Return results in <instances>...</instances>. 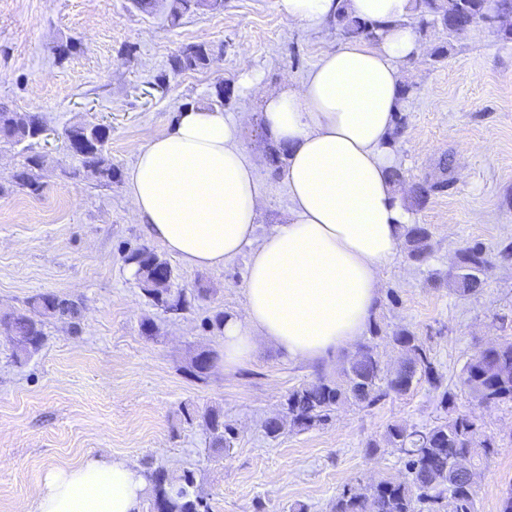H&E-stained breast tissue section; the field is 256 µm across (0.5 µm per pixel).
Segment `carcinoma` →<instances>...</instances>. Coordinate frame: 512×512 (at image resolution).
I'll use <instances>...</instances> for the list:
<instances>
[{
	"mask_svg": "<svg viewBox=\"0 0 512 512\" xmlns=\"http://www.w3.org/2000/svg\"><path fill=\"white\" fill-rule=\"evenodd\" d=\"M171 16L179 19L187 13L205 10L202 0H170ZM512 14V0H418L416 22L422 28L429 24L448 25L455 15L503 17ZM379 25L363 21L341 11L336 16V29L346 40H373ZM209 54L202 45H191L173 56L170 68L174 73L195 70L207 64ZM44 132L41 117L28 116L16 120L13 112L0 110V142L22 147L24 162L14 175V184L31 194L43 185L40 171L46 157L35 150ZM69 152L78 157L83 168L104 183H112L119 169L108 154L111 128L104 124H79L65 129ZM447 182L429 179L413 184L411 203L422 208ZM431 233L425 226L412 224L406 228L404 245L414 261L424 260L430 251ZM128 261L135 267V276L143 293L163 312L181 316L193 307L195 296L170 283L158 280L159 265L166 263L155 252L141 249ZM488 258L485 247L474 243L460 250L457 267L449 273L448 283L460 293H475L483 285ZM79 309L73 302L51 293L30 298L28 309L0 316V335L6 336L17 360L25 361L36 354L45 341V323L50 318L68 317L78 326ZM390 341L403 355L393 372L385 371L372 347H360L345 363L334 379L320 377L288 391L282 409L289 425L299 431L309 430L329 420L336 409L345 405L375 406L390 395L403 396L425 382L441 391L440 404L446 416L425 430H409L398 423L387 427L383 442H370L367 454L376 455L381 445L399 450L405 459L404 480L382 479L359 488H346L336 496L329 512H478L475 485L454 468L457 457H466L471 470L480 467L495 448L494 437L486 434L479 420L454 408L451 392L442 389V375L428 350L416 334L400 328ZM214 367L209 351L198 353L191 361L192 373L206 378ZM461 385L477 402L487 405L512 403V341L504 340L488 346L470 358L461 375ZM201 424L210 434L213 446L224 450L231 446L232 426L224 422V414L209 409L200 415ZM149 486L150 512H211L207 498L197 487L195 473L184 470L178 475L157 466L144 472Z\"/></svg>",
	"mask_w": 512,
	"mask_h": 512,
	"instance_id": "1",
	"label": "carcinoma"
}]
</instances>
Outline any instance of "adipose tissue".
I'll return each mask as SVG.
<instances>
[{
  "label": "adipose tissue",
  "instance_id": "ef3b65f1",
  "mask_svg": "<svg viewBox=\"0 0 512 512\" xmlns=\"http://www.w3.org/2000/svg\"><path fill=\"white\" fill-rule=\"evenodd\" d=\"M288 21L316 30L339 9L377 23L372 41L324 53L305 79L269 90L245 71L265 134L288 150V218L266 234L260 155L242 143L244 112L190 107L149 135L128 175L137 223L185 264L219 268L248 254L243 315L224 319V364L261 343L319 360L366 332L381 275L411 222L408 188L392 180L391 145L403 103V63L424 46L407 20L416 0H276ZM147 481L128 461L88 458L48 472L30 512H142Z\"/></svg>",
  "mask_w": 512,
  "mask_h": 512
}]
</instances>
